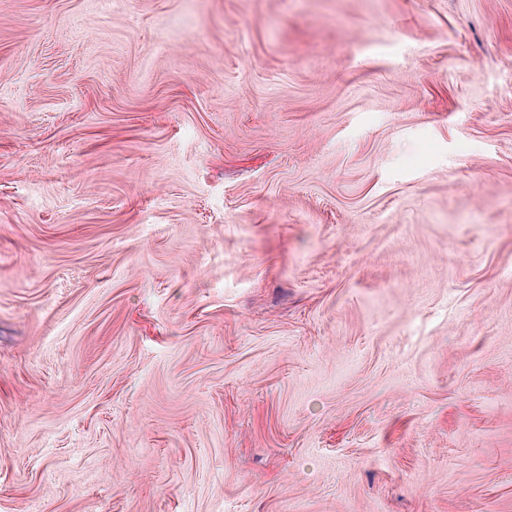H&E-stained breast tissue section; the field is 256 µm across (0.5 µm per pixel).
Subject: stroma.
Instances as JSON below:
<instances>
[{"label":"stroma","instance_id":"1","mask_svg":"<svg viewBox=\"0 0 512 512\" xmlns=\"http://www.w3.org/2000/svg\"><path fill=\"white\" fill-rule=\"evenodd\" d=\"M0 512H512V0H0Z\"/></svg>","mask_w":512,"mask_h":512}]
</instances>
